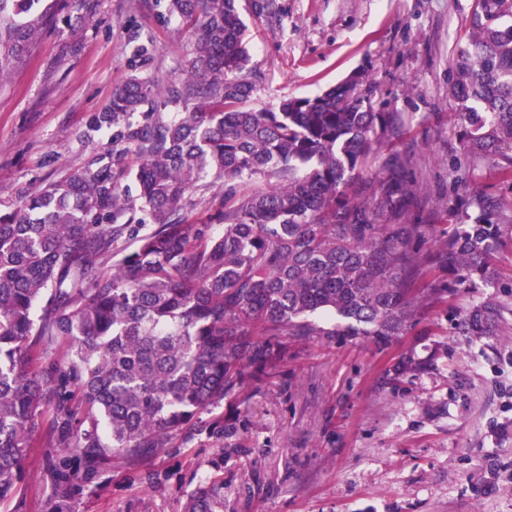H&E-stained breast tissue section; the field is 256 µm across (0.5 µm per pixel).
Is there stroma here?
<instances>
[{"label": "stroma", "mask_w": 512, "mask_h": 512, "mask_svg": "<svg viewBox=\"0 0 512 512\" xmlns=\"http://www.w3.org/2000/svg\"><path fill=\"white\" fill-rule=\"evenodd\" d=\"M239 0L248 28L251 105L319 93L368 69L413 154L419 191L407 221L427 238L448 226L460 155L448 97L454 52L470 35L474 0ZM151 38L133 57L132 39ZM192 43L156 0H83L37 41L30 62L0 86V207L86 166L109 134L82 137L132 74L178 81ZM497 276L421 307L385 346L348 336L288 341L276 373L247 387L246 427L224 465V512H512V237ZM491 300L485 336L459 328ZM218 443L194 440L135 465L89 471L76 512H180L199 465ZM46 451L25 464L19 512H44ZM164 475L162 485L147 472Z\"/></svg>", "instance_id": "stroma-1"}]
</instances>
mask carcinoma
<instances>
[{
	"mask_svg": "<svg viewBox=\"0 0 512 512\" xmlns=\"http://www.w3.org/2000/svg\"><path fill=\"white\" fill-rule=\"evenodd\" d=\"M82 0H0V81L25 65L59 9ZM191 38L186 78L137 74L94 114L85 137L121 149L0 210V507L22 492L25 463L48 434L94 468L143 461L206 435L236 448L244 422L214 410L288 356V338L350 336L386 344L413 325L419 302L487 281L512 224L505 203L466 189L429 259L404 215L413 157L389 151L372 202L356 204L355 172L397 133L375 110L368 71L313 97L249 106L248 28L237 0H156ZM512 0H474L448 96L463 128L464 169L495 163L512 180ZM174 110L164 120L162 109ZM138 160L134 200L114 167ZM222 180L214 212L190 219L191 195ZM141 217L123 220L128 213ZM448 284L425 291L426 261ZM324 314L336 316L329 324ZM487 302L460 322L481 336ZM47 466L46 512H73L85 479L63 452ZM181 512H224V460L211 464Z\"/></svg>",
	"mask_w": 512,
	"mask_h": 512,
	"instance_id": "cac0c4a2",
	"label": "carcinoma"
}]
</instances>
